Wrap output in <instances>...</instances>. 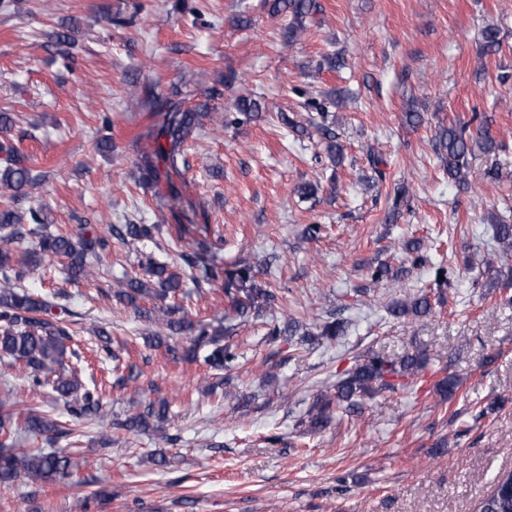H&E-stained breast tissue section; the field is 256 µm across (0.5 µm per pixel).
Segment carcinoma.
<instances>
[{"mask_svg":"<svg viewBox=\"0 0 512 512\" xmlns=\"http://www.w3.org/2000/svg\"><path fill=\"white\" fill-rule=\"evenodd\" d=\"M272 10L288 12V36L296 38L305 30L306 18H315L318 4L315 0H273ZM314 112L310 126L324 144L331 161L340 160L343 146L329 120V112L323 102L312 98L306 102ZM155 108L163 113V122L150 132L154 137L155 154L167 159L172 168L177 164L188 166L187 161H178L181 147L203 120L210 117L208 103H199L193 108L183 106V101L172 97L160 99ZM261 106L249 95L236 102V111L224 113L222 122L226 127L240 125L260 118ZM491 152L494 140L486 133L474 136L467 127L450 124L437 133V155L443 163L448 177L458 183H466L465 169L468 156L474 149ZM159 171L152 159L147 157L140 167L138 180L152 185L158 181ZM34 182L31 170L25 165V156L9 140L0 141V196L19 201L25 186ZM48 216L44 208H32L24 216L11 208H0V270L12 269L14 277L7 275L0 280V357L10 365H20L23 378L34 394L51 388L65 404L67 414L75 421L95 419L114 430H125L131 434L154 431L158 425L169 420V402L165 399L150 401L141 409L126 414L125 419H107L102 411L103 402L97 388L87 387L81 379V369L75 363L81 360L80 353L70 345L74 336L69 320L72 313L65 308L55 314L56 304L26 291L20 282L26 273L39 267L45 258L57 257L67 260L70 279L87 278L93 275L94 260L110 249L112 240L121 243L154 239L163 233L161 224L109 225V234H100L95 225H82L78 241L63 232L47 230ZM495 239L507 255L512 251V224L495 225ZM215 243L199 242L191 247L174 249L176 265L149 258L141 264L143 273L114 281L109 292L120 302L134 307L154 325L150 342L156 347H165L177 353L178 345L170 344L173 337L189 334L190 344L182 351L185 359H194L199 351H206L204 361L215 370H231L238 354L233 345L224 342V327L214 326L204 320H192L182 306L171 304L165 307L143 308L139 302L152 297L165 298L177 294L178 290L192 282L196 287L218 277L213 263ZM266 265V260L253 263L241 262L224 270V305L234 317L241 321L258 319L272 311L279 303V288H266L256 280L254 268ZM390 312L397 317H426L432 312L429 295L422 293L406 300L393 302ZM346 333V324L329 313L328 317L312 330L299 320L290 317L283 325L273 324L266 332L272 343L279 340L287 343L289 338L301 335L304 342L325 339L338 341ZM96 336L101 349L112 358L114 384L124 387L134 380V367L122 364L121 348L113 349L111 333L99 329ZM426 354L416 351L397 361L380 355L365 357L354 368L336 380L333 390L320 391L308 411L309 428L318 431L326 428L334 411L361 412L365 398L381 392H396L406 386V380L414 379L426 369ZM129 374H124V371ZM228 381L220 378L214 382L204 381L202 393L226 400L244 397L227 390ZM11 406L10 397L0 399V484H9L18 479L30 485L41 486L63 482L71 475V460L65 449L55 447L58 439L74 433L53 420L31 412L22 418L1 410ZM44 435L49 447L24 451L13 447V442L22 434ZM476 512H512V471L496 477L490 495L478 501Z\"/></svg>","mask_w":512,"mask_h":512,"instance_id":"carcinoma-1","label":"carcinoma"}]
</instances>
